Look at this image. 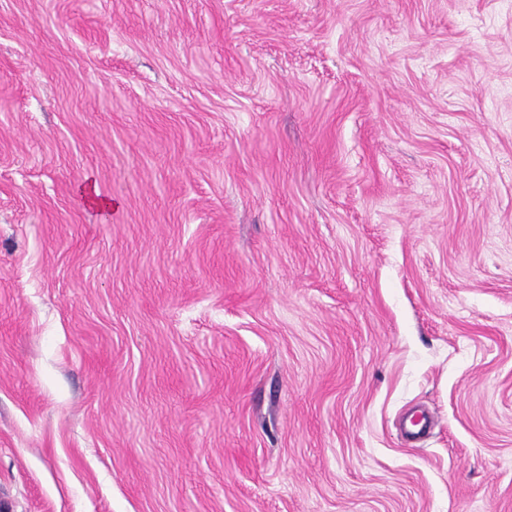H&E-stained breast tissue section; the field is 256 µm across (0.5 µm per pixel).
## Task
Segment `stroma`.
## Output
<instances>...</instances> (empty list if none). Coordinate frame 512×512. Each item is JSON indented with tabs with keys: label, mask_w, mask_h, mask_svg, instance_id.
<instances>
[{
	"label": "stroma",
	"mask_w": 512,
	"mask_h": 512,
	"mask_svg": "<svg viewBox=\"0 0 512 512\" xmlns=\"http://www.w3.org/2000/svg\"><path fill=\"white\" fill-rule=\"evenodd\" d=\"M0 512H512V0H0Z\"/></svg>",
	"instance_id": "stroma-1"
}]
</instances>
